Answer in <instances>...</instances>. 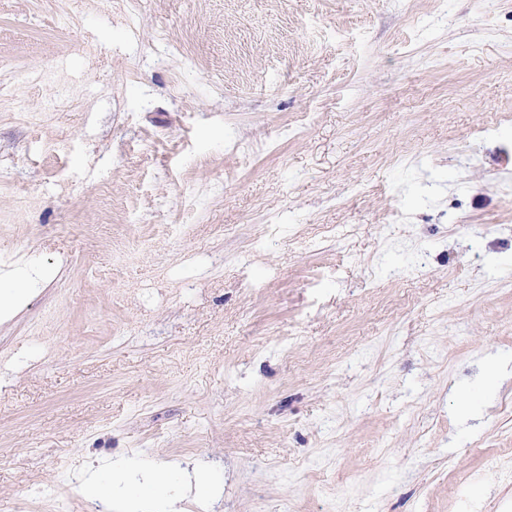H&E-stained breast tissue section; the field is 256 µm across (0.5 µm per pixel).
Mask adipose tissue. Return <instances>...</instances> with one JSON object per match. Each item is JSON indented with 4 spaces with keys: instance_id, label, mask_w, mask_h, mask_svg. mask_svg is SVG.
I'll return each mask as SVG.
<instances>
[{
    "instance_id": "1",
    "label": "adipose tissue",
    "mask_w": 512,
    "mask_h": 512,
    "mask_svg": "<svg viewBox=\"0 0 512 512\" xmlns=\"http://www.w3.org/2000/svg\"><path fill=\"white\" fill-rule=\"evenodd\" d=\"M217 485L209 472L164 459L140 469L106 464L81 476L83 491L107 503L113 512H185L183 503L189 491L200 512H206Z\"/></svg>"
}]
</instances>
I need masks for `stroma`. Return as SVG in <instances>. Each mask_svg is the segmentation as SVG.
Listing matches in <instances>:
<instances>
[{
  "label": "stroma",
  "mask_w": 512,
  "mask_h": 512,
  "mask_svg": "<svg viewBox=\"0 0 512 512\" xmlns=\"http://www.w3.org/2000/svg\"><path fill=\"white\" fill-rule=\"evenodd\" d=\"M38 274L0 512L156 459L211 512H512V0H0Z\"/></svg>",
  "instance_id": "35a3bbf8"
}]
</instances>
